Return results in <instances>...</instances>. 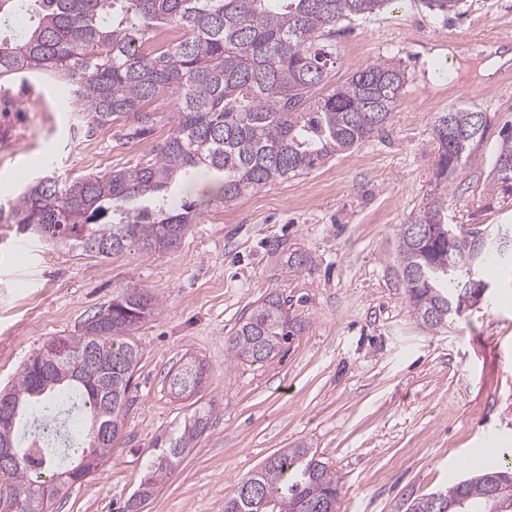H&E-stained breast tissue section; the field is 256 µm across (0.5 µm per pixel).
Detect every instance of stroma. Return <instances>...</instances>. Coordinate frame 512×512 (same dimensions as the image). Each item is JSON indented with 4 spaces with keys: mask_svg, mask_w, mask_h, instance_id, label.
<instances>
[{
    "mask_svg": "<svg viewBox=\"0 0 512 512\" xmlns=\"http://www.w3.org/2000/svg\"><path fill=\"white\" fill-rule=\"evenodd\" d=\"M331 43L335 84L389 58L405 67L406 85L393 124L324 167L229 206L219 175L199 171L169 194L174 207L200 204L198 222L178 245L151 252L100 258L0 224V388L120 289L159 301L133 333L142 358L111 458L50 512H119L156 439L192 411L169 389L189 358L208 367L209 422L144 512H224L239 478L297 446L335 471L336 512H406L468 477L475 455L512 448V269L487 262L484 299L434 333L412 314L397 251L400 224L434 195L432 121L456 107L477 106L489 126L475 161L448 184L445 221L512 225V193L490 182L512 126V67L480 69L492 54H512V0H465L449 16L393 0L339 22ZM154 106L153 137L123 146L114 128L87 132L56 84H1L0 203L43 172L65 182L133 167L165 138L176 102ZM289 252L303 264L287 273ZM271 293L287 296L302 332L269 361L231 359L232 328Z\"/></svg>",
    "mask_w": 512,
    "mask_h": 512,
    "instance_id": "obj_1",
    "label": "stroma"
}]
</instances>
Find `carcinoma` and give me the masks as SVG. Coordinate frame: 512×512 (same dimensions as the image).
Listing matches in <instances>:
<instances>
[{
  "instance_id": "1",
  "label": "carcinoma",
  "mask_w": 512,
  "mask_h": 512,
  "mask_svg": "<svg viewBox=\"0 0 512 512\" xmlns=\"http://www.w3.org/2000/svg\"><path fill=\"white\" fill-rule=\"evenodd\" d=\"M389 0H0V81L43 78L63 87L92 132L117 127L118 141L133 146L150 138L158 118L152 103L176 94L180 106L169 133L151 158L132 168L60 184L44 176L0 205V224H15L69 250L107 257L133 245L151 251L179 243L198 208L178 210L158 201L199 168L220 172L221 199L230 205L274 180L319 169L365 142L394 119L406 78L393 59L373 62L333 85L332 52L325 42L336 24L375 14ZM449 15L463 0H423ZM31 24L10 30L18 15ZM177 37L160 41L163 32ZM474 108L440 112L432 122L438 146L433 173L445 191L462 165L473 162L487 118ZM493 180L512 191V139H504ZM399 260L416 321L442 332L476 304L461 285L464 266L500 254L492 240L463 231L448 237L444 199L413 212L400 225ZM158 299L145 288H125L87 316L74 334L60 338L66 355H36L0 402L14 410L11 438L17 463L0 469V512H48L38 498L42 473L83 479L112 456L139 347L135 327L154 314ZM302 324L288 317V301L269 294L238 322L227 339L236 360L275 357ZM204 366L183 364L169 379L171 393L200 391ZM86 427L58 448L41 438L53 425L64 430L75 409ZM208 424L199 406L151 450V460L125 512L146 502L195 446ZM512 452L501 463L458 482L440 498L430 493L407 512H512ZM336 472L310 448L271 455L261 470L239 479L224 512H336Z\"/></svg>"
}]
</instances>
